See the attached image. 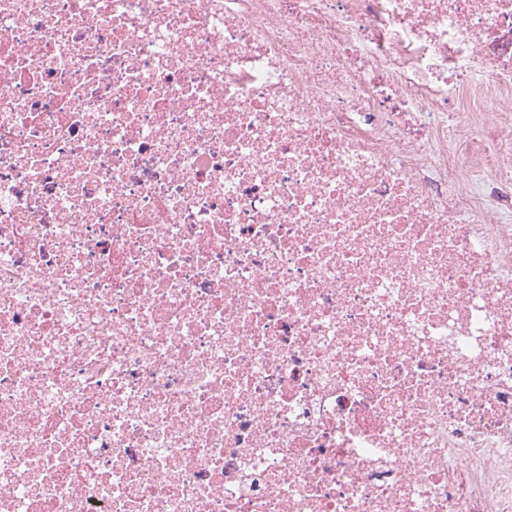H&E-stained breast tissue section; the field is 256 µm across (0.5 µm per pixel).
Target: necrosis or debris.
I'll return each mask as SVG.
<instances>
[{
	"label": "necrosis or debris",
	"mask_w": 512,
	"mask_h": 512,
	"mask_svg": "<svg viewBox=\"0 0 512 512\" xmlns=\"http://www.w3.org/2000/svg\"><path fill=\"white\" fill-rule=\"evenodd\" d=\"M512 0H0V512H512Z\"/></svg>",
	"instance_id": "1"
}]
</instances>
